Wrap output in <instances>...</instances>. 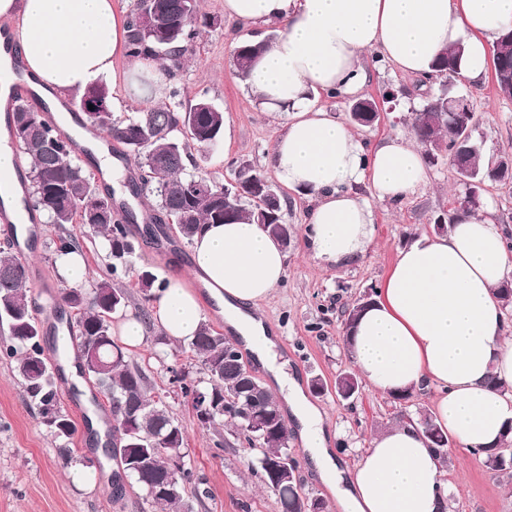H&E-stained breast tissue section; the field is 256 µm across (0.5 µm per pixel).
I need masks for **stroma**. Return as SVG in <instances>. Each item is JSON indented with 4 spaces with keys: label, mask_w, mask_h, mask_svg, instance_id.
I'll return each instance as SVG.
<instances>
[{
    "label": "stroma",
    "mask_w": 512,
    "mask_h": 512,
    "mask_svg": "<svg viewBox=\"0 0 512 512\" xmlns=\"http://www.w3.org/2000/svg\"><path fill=\"white\" fill-rule=\"evenodd\" d=\"M200 13L217 18L216 27L207 29L185 55L183 69L174 79L182 100L199 94L230 117L229 139L194 151L195 170L223 183L235 181L245 165L266 168L270 147L281 130L279 120L257 101L247 82L242 81L233 63V45L244 39L277 35L273 25H259L226 17L224 0H197ZM365 95L381 96L390 91L394 101L383 103L381 122L359 128L366 146L372 147L388 137L406 136L412 131L416 111L427 95L418 81L400 74L390 65L369 60ZM478 115L476 133L483 143V154L491 158L512 148V97L500 94L493 78L479 87L458 84ZM466 189L449 163L429 167L428 183L415 196L397 205L376 203V234L372 247L358 262L338 268H322L305 251L301 229L312 205L310 195L284 191L283 214L296 228L288 248L285 281L261 310L278 338L287 342L286 355L292 372L307 396L321 410L330 434V446L341 466L350 468L368 447L379 428L414 416L430 413L434 390L413 395L400 402L360 382L356 398L343 400L335 393L313 391V380L334 384L339 374L355 366L343 343L342 308L352 306L364 293L374 291L391 267L398 251L421 233H435L438 220L459 208ZM85 256L88 274L83 287H91L107 277L112 265L108 251L91 238L86 227L68 225ZM61 230L48 224L39 252L31 259L39 267V282H28V295L34 316L47 322L52 312L48 300L59 292L60 275L56 266L55 241ZM165 233L170 250L162 256L148 257L151 240L131 233L135 267L155 276L191 275V243L173 225ZM159 331L149 328L150 342L129 356L147 374L151 395H163L169 411L180 423L186 438V463L203 480L208 496L194 502L193 512H280L277 495L252 475L249 463L259 456L248 448L243 435L231 427L202 426L180 391L170 382L172 364H179L194 381L204 374L197 361L166 356L156 345ZM76 450L75 460L64 457L66 447ZM91 449L79 440L56 438L44 424L17 375L14 364L0 357V512H159L146 501L134 485L117 487L115 475L121 472L119 457L92 463ZM95 474L94 488L76 478L77 471ZM449 512H512V482L494 477L481 456L461 445H452L447 460Z\"/></svg>",
    "instance_id": "obj_1"
}]
</instances>
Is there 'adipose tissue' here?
<instances>
[{"label":"adipose tissue","instance_id":"1","mask_svg":"<svg viewBox=\"0 0 512 512\" xmlns=\"http://www.w3.org/2000/svg\"><path fill=\"white\" fill-rule=\"evenodd\" d=\"M224 13L280 29L248 82L283 119L267 161L282 186L312 196L304 240L325 268L363 258L374 242L375 202L405 201L428 174L417 139L365 148L318 98L359 96L368 56L426 78L456 45L464 48L462 80L483 84L488 45L512 30V0H224ZM0 19L17 21L29 79L48 90L84 91L128 51L127 19L114 0H0ZM448 222V234H420L398 252L345 346L373 388H435L433 418L449 437L495 448L512 421V327L499 299L512 279V238L488 209L460 208ZM191 261L230 332L269 373L342 512H448L446 463L415 420L379 430L353 468H340L320 409L279 361L277 338L259 314L286 277L275 238L255 223L209 224L192 241ZM194 286L165 279L154 318L170 339L199 329Z\"/></svg>","mask_w":512,"mask_h":512}]
</instances>
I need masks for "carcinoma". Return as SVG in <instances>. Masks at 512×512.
I'll list each match as a JSON object with an SVG mask.
<instances>
[{"label": "carcinoma", "instance_id": "1", "mask_svg": "<svg viewBox=\"0 0 512 512\" xmlns=\"http://www.w3.org/2000/svg\"><path fill=\"white\" fill-rule=\"evenodd\" d=\"M158 9H153V5ZM135 0L127 14L130 55L149 57L160 62L166 75L173 77L184 66L188 47L203 27L218 25V19L198 13L195 0ZM262 45L244 40L235 48V64L242 79H247ZM462 50L443 52L436 63L433 79L456 86ZM493 75L500 93L512 96V69L504 70L492 62ZM467 97L453 90L448 96L439 93L425 101L415 112L413 129L425 147V156L436 154L443 144L450 152L461 142L466 150L456 155L458 164L471 172L464 205L476 210L480 206L482 186L507 173L512 166L508 152L498 157L495 167L480 164L481 146L474 137L476 127L466 130L453 117L457 107L448 100ZM93 108H88V105ZM85 122L106 130L122 144L126 152L139 160L140 185L136 195L149 192L158 199L160 217L178 226L180 234L190 240L204 224H224L246 220L263 223V199L253 196L246 184L230 187V199L224 201L222 183L208 176L211 189L198 188L201 176L187 172L194 164L191 149L204 148L218 140L224 132V113L203 97L185 108L163 103L144 108L132 117L118 118L112 112L109 91L105 86L89 88L79 100ZM10 134L31 163L28 203L43 212L49 223L63 227L84 224L92 234L104 239L116 263L112 272L123 267L134 270L128 257L133 253L128 225L114 216L111 197L102 195L91 175L74 161V144L63 141L49 122L30 104L21 101L13 112ZM274 223L265 231L278 237L283 247L291 244L295 227L284 221L281 200L270 204ZM26 267L14 253L0 249V323L7 325L10 343L0 347V354L14 362L28 397L36 404L46 425L58 438L71 439L77 431L75 422L61 412L55 372L49 367L42 346L41 327L33 316L26 291ZM63 302L76 310L78 327L77 363L74 376L95 384L109 399L112 409V451L120 457L130 480L139 485L147 500L173 512H192L188 489L195 497L207 495L185 467V436L182 427L170 414L162 397L152 398L147 380L138 366L132 364L125 347L112 334L111 315L126 306L127 292L103 278L92 288L70 287L61 280ZM232 349L224 334L206 323L200 324L190 339L186 352L196 358L207 376L204 386L184 384L185 377L175 373L172 382L179 384L198 420L214 427L226 419L243 425L237 404L255 400L262 411L272 415L269 430L259 431L257 443L262 448L251 471L268 488L272 480L267 466L286 453L283 431L287 429L279 404L263 387L251 392L246 387V366L242 359H229L224 352ZM139 413L132 417L127 406ZM434 448L442 455L448 452V435L431 419L423 420ZM485 467L495 476H512V464L502 461L495 449H478ZM143 457L149 464L151 477L166 481L155 492L146 476L129 466V459ZM279 504L284 512H302L303 496L297 483L280 486Z\"/></svg>", "mask_w": 512, "mask_h": 512}]
</instances>
